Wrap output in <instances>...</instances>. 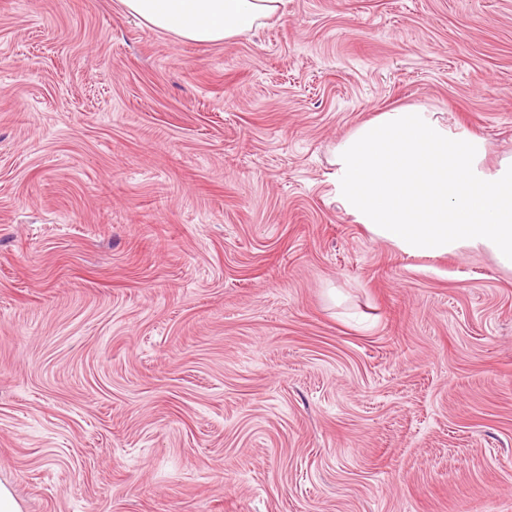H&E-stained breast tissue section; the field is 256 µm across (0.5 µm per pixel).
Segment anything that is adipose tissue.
Here are the masks:
<instances>
[{
    "label": "adipose tissue",
    "instance_id": "ef3b65f1",
    "mask_svg": "<svg viewBox=\"0 0 512 512\" xmlns=\"http://www.w3.org/2000/svg\"><path fill=\"white\" fill-rule=\"evenodd\" d=\"M148 26L196 43L228 41L284 0H121ZM486 139L422 106L358 126L336 148V198L377 240L408 256L475 251L512 271V155L484 164Z\"/></svg>",
    "mask_w": 512,
    "mask_h": 512
}]
</instances>
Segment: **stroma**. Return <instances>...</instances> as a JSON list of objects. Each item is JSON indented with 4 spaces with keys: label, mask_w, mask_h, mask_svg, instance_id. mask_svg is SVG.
Wrapping results in <instances>:
<instances>
[{
    "label": "stroma",
    "mask_w": 512,
    "mask_h": 512,
    "mask_svg": "<svg viewBox=\"0 0 512 512\" xmlns=\"http://www.w3.org/2000/svg\"><path fill=\"white\" fill-rule=\"evenodd\" d=\"M411 105L512 153V0L199 44L0 0V481L24 512H512V272L336 200Z\"/></svg>",
    "instance_id": "obj_1"
}]
</instances>
